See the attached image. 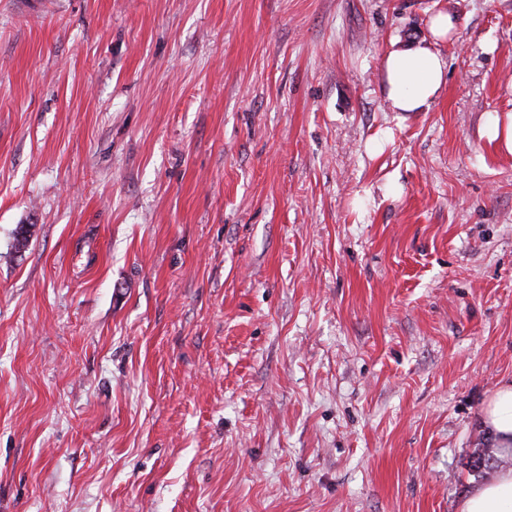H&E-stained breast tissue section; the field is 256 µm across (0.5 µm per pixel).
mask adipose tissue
Returning a JSON list of instances; mask_svg holds the SVG:
<instances>
[{
  "label": "adipose tissue",
  "mask_w": 512,
  "mask_h": 512,
  "mask_svg": "<svg viewBox=\"0 0 512 512\" xmlns=\"http://www.w3.org/2000/svg\"><path fill=\"white\" fill-rule=\"evenodd\" d=\"M430 33L431 41L392 50L383 60L386 99L393 111L405 116L429 109L446 81L448 65L436 45L455 35L456 22L437 13L430 20ZM482 422L497 448L512 451V381L503 382L491 395ZM460 512H512V466L474 483Z\"/></svg>",
  "instance_id": "obj_1"
}]
</instances>
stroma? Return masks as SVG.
<instances>
[{"mask_svg": "<svg viewBox=\"0 0 512 512\" xmlns=\"http://www.w3.org/2000/svg\"><path fill=\"white\" fill-rule=\"evenodd\" d=\"M492 113L512 0H0V512H460L512 380ZM433 42L394 49L383 60L384 90L393 112L402 116L431 107L446 81L448 64L436 45L456 33V21L439 12L430 20Z\"/></svg>", "mask_w": 512, "mask_h": 512, "instance_id": "stroma-1", "label": "stroma"}]
</instances>
